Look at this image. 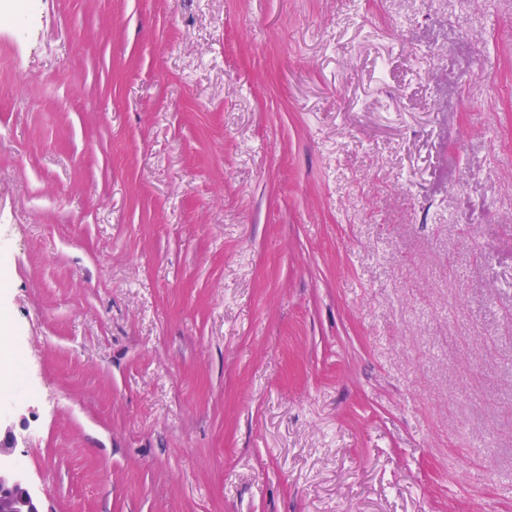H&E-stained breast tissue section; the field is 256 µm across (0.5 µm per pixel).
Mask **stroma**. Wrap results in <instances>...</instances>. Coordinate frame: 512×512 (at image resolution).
<instances>
[{
    "label": "stroma",
    "mask_w": 512,
    "mask_h": 512,
    "mask_svg": "<svg viewBox=\"0 0 512 512\" xmlns=\"http://www.w3.org/2000/svg\"><path fill=\"white\" fill-rule=\"evenodd\" d=\"M0 58L44 512H512V0H37Z\"/></svg>",
    "instance_id": "35a3bbf8"
}]
</instances>
